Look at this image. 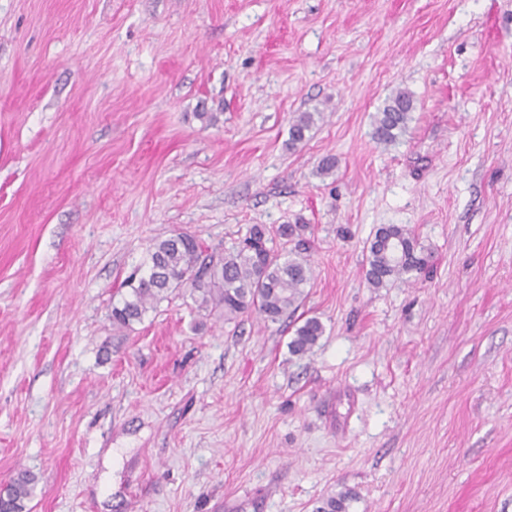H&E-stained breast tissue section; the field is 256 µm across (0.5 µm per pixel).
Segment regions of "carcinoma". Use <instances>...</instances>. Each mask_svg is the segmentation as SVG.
Masks as SVG:
<instances>
[{
  "instance_id": "cac0c4a2",
  "label": "carcinoma",
  "mask_w": 512,
  "mask_h": 512,
  "mask_svg": "<svg viewBox=\"0 0 512 512\" xmlns=\"http://www.w3.org/2000/svg\"><path fill=\"white\" fill-rule=\"evenodd\" d=\"M414 109L412 94L396 91L374 116L372 138L380 145L395 144L408 132ZM314 125L313 112L294 117L288 148L303 143ZM307 229L306 224H282L275 235L295 242L299 248L306 244ZM271 242L270 231L258 224L249 228L237 249L217 257H202L198 238L188 232L155 242L149 249L147 274L131 277L126 282L127 295L112 306V324L130 327L141 321L169 290L186 284L199 294V307L221 308L227 319L254 310L272 322L279 321L303 302L304 285L311 280L312 267L307 258L282 254ZM368 252L365 278L373 288L406 282L412 273L422 272L429 261V255L418 247L414 231L398 224L379 228ZM323 333L324 326L318 318L306 319L296 327L288 343L290 353L298 357L308 354ZM35 482L28 470H20L5 481L0 512H23V500L31 495ZM350 500V493L341 492L326 499L317 512H348Z\"/></svg>"
}]
</instances>
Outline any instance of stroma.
I'll return each instance as SVG.
<instances>
[{
  "mask_svg": "<svg viewBox=\"0 0 512 512\" xmlns=\"http://www.w3.org/2000/svg\"><path fill=\"white\" fill-rule=\"evenodd\" d=\"M399 89L408 132L377 144ZM295 222L293 317L186 286L113 327L153 242ZM387 224L429 265L373 288ZM21 469L23 512H512V0H0V481ZM414 109L412 94L397 90L374 116L372 138L380 145L395 144L408 132ZM315 114L318 115L314 112H302L292 119L289 128V147L294 148L306 140V134L315 125ZM324 333L322 322L316 317L307 318L297 326L288 348L293 356L302 357L311 352Z\"/></svg>",
  "mask_w": 512,
  "mask_h": 512,
  "instance_id": "35a3bbf8",
  "label": "stroma"
}]
</instances>
